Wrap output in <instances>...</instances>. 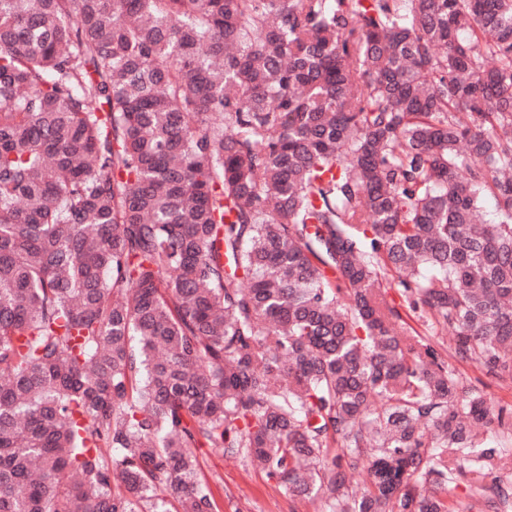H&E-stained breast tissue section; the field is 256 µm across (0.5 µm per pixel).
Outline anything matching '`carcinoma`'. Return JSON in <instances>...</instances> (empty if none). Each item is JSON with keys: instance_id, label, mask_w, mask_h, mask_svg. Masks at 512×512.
<instances>
[{"instance_id": "obj_1", "label": "carcinoma", "mask_w": 512, "mask_h": 512, "mask_svg": "<svg viewBox=\"0 0 512 512\" xmlns=\"http://www.w3.org/2000/svg\"><path fill=\"white\" fill-rule=\"evenodd\" d=\"M402 272L512 376V0H0V512H214L204 447L448 512L490 412Z\"/></svg>"}]
</instances>
